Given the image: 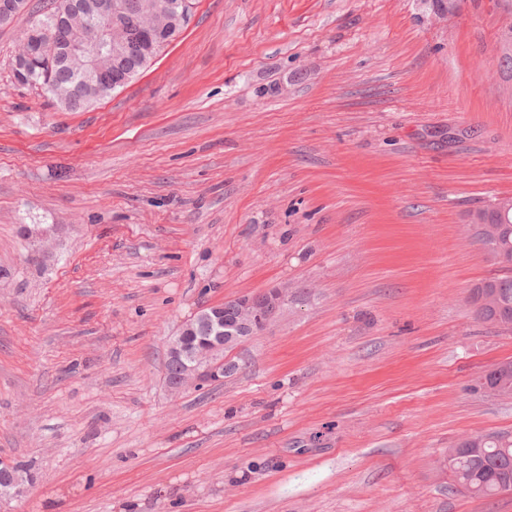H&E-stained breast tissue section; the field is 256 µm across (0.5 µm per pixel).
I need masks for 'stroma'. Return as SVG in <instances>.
<instances>
[{
	"label": "stroma",
	"instance_id": "obj_1",
	"mask_svg": "<svg viewBox=\"0 0 512 512\" xmlns=\"http://www.w3.org/2000/svg\"><path fill=\"white\" fill-rule=\"evenodd\" d=\"M0 28V512H512L444 464L512 435L472 215L512 197V0H196L68 112ZM280 289L224 380L169 390L201 308ZM505 362L510 365V373L503 371ZM478 381H480L478 385L482 388L493 389L499 394L512 395V361H503L492 366L478 378ZM496 385H500L502 390H496L494 388Z\"/></svg>",
	"mask_w": 512,
	"mask_h": 512
}]
</instances>
